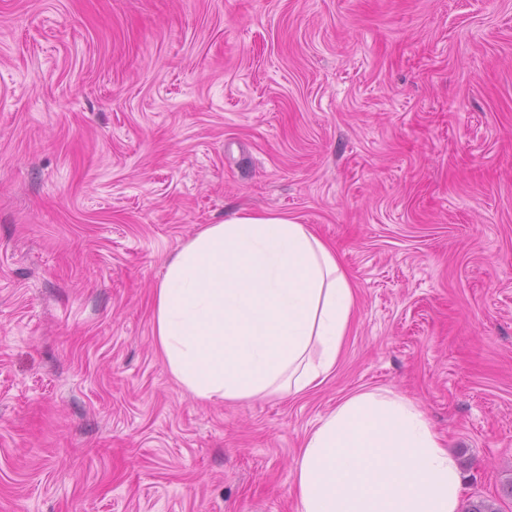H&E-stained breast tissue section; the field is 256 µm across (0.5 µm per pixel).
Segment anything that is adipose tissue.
<instances>
[{"label": "adipose tissue", "mask_w": 512, "mask_h": 512, "mask_svg": "<svg viewBox=\"0 0 512 512\" xmlns=\"http://www.w3.org/2000/svg\"><path fill=\"white\" fill-rule=\"evenodd\" d=\"M355 306L335 249L277 212L237 210L189 237L153 292L170 375L206 402L300 394L336 368ZM298 512H460L462 478L423 411L355 393L295 462Z\"/></svg>", "instance_id": "adipose-tissue-1"}]
</instances>
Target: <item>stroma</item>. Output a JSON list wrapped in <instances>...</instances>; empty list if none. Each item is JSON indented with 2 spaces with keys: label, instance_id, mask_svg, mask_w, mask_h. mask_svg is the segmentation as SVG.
<instances>
[{
  "label": "stroma",
  "instance_id": "1",
  "mask_svg": "<svg viewBox=\"0 0 512 512\" xmlns=\"http://www.w3.org/2000/svg\"><path fill=\"white\" fill-rule=\"evenodd\" d=\"M239 209L333 245L355 316L320 387L202 403L153 289ZM371 388L512 512V0H0V512H296Z\"/></svg>",
  "mask_w": 512,
  "mask_h": 512
}]
</instances>
